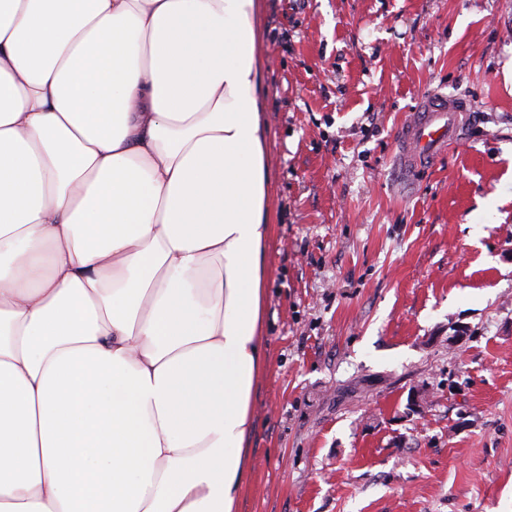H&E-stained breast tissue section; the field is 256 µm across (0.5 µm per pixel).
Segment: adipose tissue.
<instances>
[{
  "label": "adipose tissue",
  "instance_id": "ef3b65f1",
  "mask_svg": "<svg viewBox=\"0 0 512 512\" xmlns=\"http://www.w3.org/2000/svg\"><path fill=\"white\" fill-rule=\"evenodd\" d=\"M260 0H0V512H237Z\"/></svg>",
  "mask_w": 512,
  "mask_h": 512
}]
</instances>
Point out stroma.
Listing matches in <instances>:
<instances>
[{
	"mask_svg": "<svg viewBox=\"0 0 512 512\" xmlns=\"http://www.w3.org/2000/svg\"><path fill=\"white\" fill-rule=\"evenodd\" d=\"M261 28L274 225L238 512H512V0H262ZM431 93L474 110L409 176Z\"/></svg>",
	"mask_w": 512,
	"mask_h": 512,
	"instance_id": "1",
	"label": "stroma"
}]
</instances>
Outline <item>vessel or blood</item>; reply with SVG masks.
<instances>
[{
  "label": "vessel or blood",
  "instance_id": "vessel-or-blood-1",
  "mask_svg": "<svg viewBox=\"0 0 512 512\" xmlns=\"http://www.w3.org/2000/svg\"><path fill=\"white\" fill-rule=\"evenodd\" d=\"M470 110L458 98L430 94L423 97L398 134L399 163L409 173L420 169L463 135Z\"/></svg>",
  "mask_w": 512,
  "mask_h": 512
}]
</instances>
